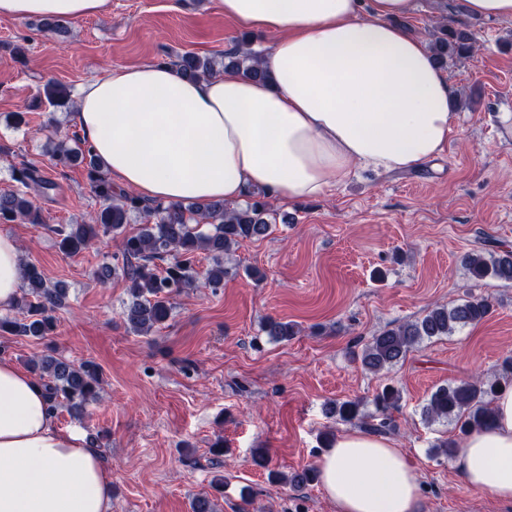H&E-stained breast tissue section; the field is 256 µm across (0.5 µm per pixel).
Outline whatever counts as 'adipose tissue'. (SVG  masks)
Listing matches in <instances>:
<instances>
[{"mask_svg": "<svg viewBox=\"0 0 512 512\" xmlns=\"http://www.w3.org/2000/svg\"><path fill=\"white\" fill-rule=\"evenodd\" d=\"M110 0H0V17L77 19ZM242 27L275 33L262 80L226 70L187 78L159 64L122 67L79 87L72 120L103 168L163 204L254 191L280 202L325 197L356 166L412 170L440 156L456 119L429 48L395 18L415 0H216ZM24 280L17 240L0 233V310ZM41 381L0 357V512H112V469L83 434L56 425ZM472 488L512 502V390L493 420L459 442ZM338 512H420L412 460L388 439L339 435L319 465Z\"/></svg>", "mask_w": 512, "mask_h": 512, "instance_id": "ef3b65f1", "label": "adipose tissue"}]
</instances>
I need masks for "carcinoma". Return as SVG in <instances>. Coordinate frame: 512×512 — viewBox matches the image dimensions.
Masks as SVG:
<instances>
[{
    "instance_id": "carcinoma-1",
    "label": "carcinoma",
    "mask_w": 512,
    "mask_h": 512,
    "mask_svg": "<svg viewBox=\"0 0 512 512\" xmlns=\"http://www.w3.org/2000/svg\"><path fill=\"white\" fill-rule=\"evenodd\" d=\"M249 45L248 39L241 40L236 49L222 55L219 61L186 52L169 65L187 77L232 69L245 77L263 79L266 74L258 65V54ZM473 50L474 40L466 29L444 23L438 25L433 43L436 63L444 66L469 56ZM55 157L64 166L86 167L91 192L100 201L91 223L59 224L52 228L59 248L67 256H77L91 248L101 234H111L119 239L121 261L96 271L95 278L103 282L111 276H119L126 282L129 299L123 308V318L137 335L146 336L168 321L174 297L196 281L192 261L197 253L203 252L212 260L204 275L205 285L219 288L224 285V252L241 242L263 239L270 233V203L261 193L254 194L244 208H230L222 202L150 205L133 193L114 189L91 147H71L62 140L56 145ZM12 177L17 183L16 188L0 192V223L16 220L42 223L31 194H45L55 189L56 184L26 165L13 169ZM134 213L143 215L145 224L136 232H128L126 225L131 223ZM200 224H209L212 230L204 233L198 229ZM24 269L22 293L14 304L21 315L0 317V332L43 341L55 334L54 312L62 305L66 290L59 285H48L36 265L26 264ZM469 269L479 279L491 277L512 282V252L506 250L488 258L473 255L469 259ZM490 309L487 298L473 295L452 307L433 306L423 316L385 328L373 336L363 349L361 362L372 372L393 367L422 342L451 336L459 329L479 323ZM262 332L274 340L288 341L298 334V328L294 323L269 318L264 322ZM29 367L55 406L64 402L81 411L100 398L101 368L92 360L75 363L44 354L31 359ZM511 381L510 359L505 362V375L500 381L485 383L476 378L439 386L423 408L424 420H451L462 434L486 427L492 420L493 397ZM400 400L398 389L384 386L373 397L372 403L385 418L377 424H367V428L377 434L389 430L393 420L386 417V413L399 408ZM363 407L361 399L348 400L333 406L331 413L341 422L353 423L363 420ZM268 477L300 487L317 481L318 472L306 469L288 476L270 470ZM212 489L213 493L192 499L191 512H217L214 496L224 493L223 476L214 477Z\"/></svg>"
}]
</instances>
